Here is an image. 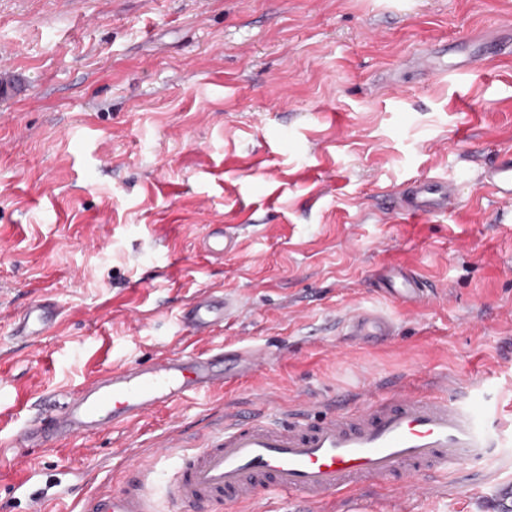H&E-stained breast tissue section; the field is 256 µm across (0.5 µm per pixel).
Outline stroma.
Returning <instances> with one entry per match:
<instances>
[{
	"label": "stroma",
	"instance_id": "stroma-1",
	"mask_svg": "<svg viewBox=\"0 0 512 512\" xmlns=\"http://www.w3.org/2000/svg\"><path fill=\"white\" fill-rule=\"evenodd\" d=\"M472 38L511 44L512 0H0V512H81L139 481L179 512L165 482L225 415L451 377L497 446L406 512H492L484 477L512 480V200L476 174L512 153V53L459 76L416 63ZM423 175L462 183L461 207H385ZM219 230L237 247L213 258ZM391 264L440 300H392ZM208 291L239 310L200 341L181 315ZM40 298L63 320L26 345L12 320ZM362 309L393 339L350 336ZM244 346L278 354L130 430L11 446L99 372Z\"/></svg>",
	"mask_w": 512,
	"mask_h": 512
}]
</instances>
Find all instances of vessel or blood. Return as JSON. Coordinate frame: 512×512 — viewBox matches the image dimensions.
I'll return each instance as SVG.
<instances>
[{
  "instance_id": "obj_1",
  "label": "vessel or blood",
  "mask_w": 512,
  "mask_h": 512,
  "mask_svg": "<svg viewBox=\"0 0 512 512\" xmlns=\"http://www.w3.org/2000/svg\"><path fill=\"white\" fill-rule=\"evenodd\" d=\"M480 180L495 194L512 199V155L488 166ZM460 199L455 181L421 176L409 180L391 205L402 215L419 218L456 209ZM384 289L404 305L429 298L426 282L405 268L389 269ZM234 307L231 299L202 294L188 315L193 334L209 335ZM60 321L57 309L36 301L16 313L12 334L30 344ZM352 323L355 335L366 338L388 336L394 329L391 318L379 312L358 313ZM267 360L266 349L244 347L231 368L222 372L217 369L221 355L208 350L161 355L138 367L111 368L67 396L47 421L19 431L15 442L22 445L129 427L149 412L255 374ZM448 389L445 396L402 388L388 396L369 392L351 409L308 403L283 424L260 415L236 417L205 447L182 457L168 485V498L177 506H244L266 489L307 505L323 504L343 491L384 487L395 476L403 481L402 492H426L493 446L476 412L455 402L460 382L451 381ZM84 512L155 509L144 484L137 482L95 494Z\"/></svg>"
}]
</instances>
